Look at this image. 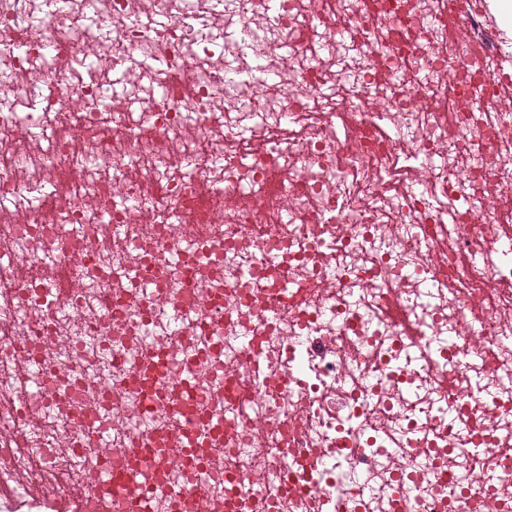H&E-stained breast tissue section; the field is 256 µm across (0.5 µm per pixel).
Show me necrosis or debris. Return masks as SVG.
<instances>
[{
    "mask_svg": "<svg viewBox=\"0 0 512 512\" xmlns=\"http://www.w3.org/2000/svg\"><path fill=\"white\" fill-rule=\"evenodd\" d=\"M509 54L457 0H0V512L130 448L122 512H512Z\"/></svg>",
    "mask_w": 512,
    "mask_h": 512,
    "instance_id": "4bbe7bcc",
    "label": "necrosis or debris"
}]
</instances>
